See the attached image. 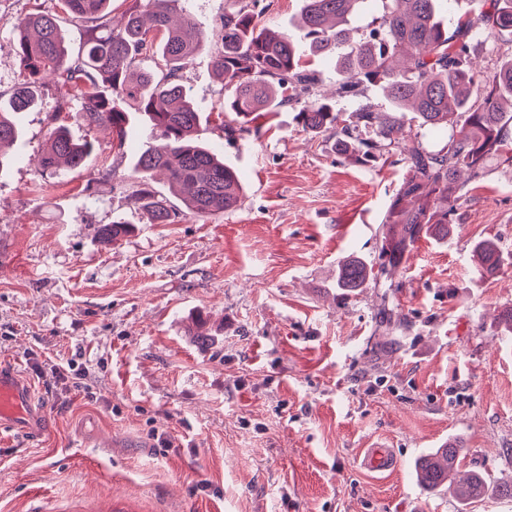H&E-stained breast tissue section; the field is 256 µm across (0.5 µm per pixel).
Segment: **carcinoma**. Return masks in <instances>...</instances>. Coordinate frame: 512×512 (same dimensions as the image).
I'll return each mask as SVG.
<instances>
[{
	"label": "carcinoma",
	"instance_id": "obj_1",
	"mask_svg": "<svg viewBox=\"0 0 512 512\" xmlns=\"http://www.w3.org/2000/svg\"><path fill=\"white\" fill-rule=\"evenodd\" d=\"M60 2L59 13H35L11 23L9 50L19 61L22 80L12 90L8 111L0 110V148L20 135L10 112L31 108L43 94L66 87L77 91L88 124L112 127L117 147L124 146L133 112L165 138L163 148L138 155L137 178L126 195L129 205L146 210L155 224L175 220L167 197L151 189V174L159 170L187 209L202 216L229 210L241 196L240 178L216 148L200 140L201 110L181 79L196 54L207 49L224 83L223 111L245 119L296 105L303 129L335 132L339 150L364 162L386 151L407 164V177L386 219L385 260L376 273L356 258L341 264L336 288L342 295L390 276L421 233H450L452 216L467 194L460 171L481 177L491 154L512 162V58L496 67L483 92L475 85L469 48L478 35L495 52L496 34L512 30V0H486L488 10L458 18L452 31V0H387L378 27L356 40L348 29L349 16L367 0H303L296 28L311 55L334 63L336 94H354L370 83L381 86L392 103V113L385 115L370 105L360 108L353 123L322 98L323 79L303 61L299 43L284 32L257 26L255 8L261 0L224 10L212 30L202 28L181 0H134L119 28L104 34L98 29L109 23L112 0ZM67 18L85 24L86 41L76 53L63 35L61 23ZM409 108L420 126L448 132L440 149L430 150L420 137L404 134L397 113ZM70 111L71 99L61 98L39 162L44 173L53 174L62 165L81 168L93 150L92 143L75 141L57 123L60 113ZM405 199L411 207L401 206ZM130 231L131 225L114 221L101 227L99 238L114 243ZM474 253L482 271L500 270L495 242H478ZM462 452L459 444L449 443L418 460L419 484L456 487ZM464 484L460 494L478 498L485 477L474 471Z\"/></svg>",
	"mask_w": 512,
	"mask_h": 512
}]
</instances>
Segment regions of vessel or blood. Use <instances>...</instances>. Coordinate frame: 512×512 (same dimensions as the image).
<instances>
[{"label": "vessel or blood", "mask_w": 512, "mask_h": 512, "mask_svg": "<svg viewBox=\"0 0 512 512\" xmlns=\"http://www.w3.org/2000/svg\"><path fill=\"white\" fill-rule=\"evenodd\" d=\"M46 411L35 409L31 391L18 377L13 368L0 365V425L11 430L39 435ZM361 466L371 472L396 470L398 458L393 449L377 444L365 449Z\"/></svg>", "instance_id": "obj_1"}]
</instances>
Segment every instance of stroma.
Wrapping results in <instances>:
<instances>
[{"label": "stroma", "instance_id": "1", "mask_svg": "<svg viewBox=\"0 0 512 512\" xmlns=\"http://www.w3.org/2000/svg\"><path fill=\"white\" fill-rule=\"evenodd\" d=\"M58 0H0V104L20 78L6 49L11 19ZM208 120L203 142L237 172L234 209L200 216L172 199L174 223L129 206L136 155L159 132L61 118L93 143L84 168L42 175L58 97L16 114L12 163L0 174V361L31 385L51 429L0 438V512H512V163L473 180L445 237H420L393 270L394 326L381 332L380 286L337 296L348 255L378 266L385 218L406 176L395 156L343 155L295 108L251 116L228 138L224 87L202 51L182 73ZM133 226L113 245L102 225ZM494 240L504 266L477 270L472 247ZM75 362L88 392L45 393L34 361ZM166 434L171 447H160ZM459 440L461 471L490 487L460 504L430 495L413 464ZM381 441L400 467L363 469Z\"/></svg>", "mask_w": 512, "mask_h": 512}]
</instances>
